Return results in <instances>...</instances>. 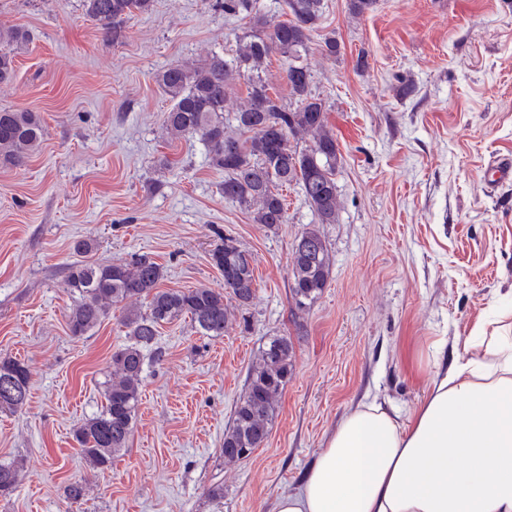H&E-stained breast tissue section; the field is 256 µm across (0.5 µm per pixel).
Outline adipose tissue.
Instances as JSON below:
<instances>
[{"mask_svg":"<svg viewBox=\"0 0 512 512\" xmlns=\"http://www.w3.org/2000/svg\"><path fill=\"white\" fill-rule=\"evenodd\" d=\"M276 512H512V309L478 322L408 416L346 411Z\"/></svg>","mask_w":512,"mask_h":512,"instance_id":"1","label":"adipose tissue"}]
</instances>
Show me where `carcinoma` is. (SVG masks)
I'll return each instance as SVG.
<instances>
[{
	"mask_svg": "<svg viewBox=\"0 0 512 512\" xmlns=\"http://www.w3.org/2000/svg\"><path fill=\"white\" fill-rule=\"evenodd\" d=\"M153 0H84L86 14L106 37H125V19L150 10ZM289 19L253 12V0H224V10L251 14L250 29L237 37L235 54L226 60L213 53L192 66L170 64L157 81L171 102L163 127L175 140L197 136L211 165L224 171V200L245 208L253 223L272 229L287 222L283 189L297 185L311 208L290 257L291 300L305 310L320 297L331 273V258L321 224L337 221L339 202L336 169L341 154L328 128L322 99L312 95V72L307 56L323 14V0H284ZM28 42L25 29L0 28V84L16 76V57ZM285 58L284 77L293 102L285 105L270 93L265 76L271 54ZM245 81L246 101L233 117H224L232 75ZM44 126L30 109L0 110V164L21 166L40 147ZM302 138L300 148L292 141ZM212 261L224 278L219 288L186 290L160 287L163 267L145 257L123 264L74 263L67 282L80 301L67 316L70 335L86 336L109 312L123 304V324L130 341L111 358V375L104 384L105 404L74 432L89 468L105 470L122 454L134 428L140 400L144 351L154 347L158 328L187 317L204 336L224 335L230 305L247 307L255 295V276L249 254L233 245L214 249ZM146 301L141 311L133 301ZM294 364L289 336H270L252 363L245 395L236 403L224 430V462L242 460L241 448L253 450L268 440L279 398ZM28 367L13 358L0 360V411L25 405L30 391ZM20 465L0 463V497L17 488Z\"/></svg>",
	"mask_w": 512,
	"mask_h": 512,
	"instance_id": "carcinoma-1",
	"label": "carcinoma"
}]
</instances>
